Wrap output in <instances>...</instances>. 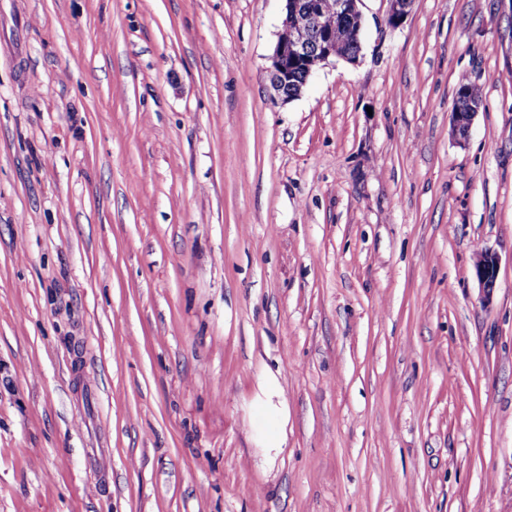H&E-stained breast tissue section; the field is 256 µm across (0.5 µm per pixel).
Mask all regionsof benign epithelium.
<instances>
[{"label":"benign epithelium","instance_id":"7a95c632","mask_svg":"<svg viewBox=\"0 0 512 512\" xmlns=\"http://www.w3.org/2000/svg\"><path fill=\"white\" fill-rule=\"evenodd\" d=\"M360 0H285V12L281 30L271 57L268 80L270 98L282 104L299 96L303 86L288 91L292 71L300 68L306 77L331 59L356 60L336 43V33L324 29V18L334 12L341 16L360 14ZM413 0H389L387 24L398 27L410 12ZM498 257L491 253L479 256L476 271L486 293L495 287L498 272Z\"/></svg>","mask_w":512,"mask_h":512}]
</instances>
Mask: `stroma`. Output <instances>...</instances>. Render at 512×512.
I'll return each instance as SVG.
<instances>
[{
	"mask_svg": "<svg viewBox=\"0 0 512 512\" xmlns=\"http://www.w3.org/2000/svg\"><path fill=\"white\" fill-rule=\"evenodd\" d=\"M284 7L0 0V512H512V0ZM285 12L281 30L271 57L268 80L270 98L282 104L299 96L311 75L330 59L355 61L360 53L361 0H284ZM330 12L341 16L330 21L336 32L324 29V18ZM336 40L342 44L336 43ZM359 49V51H358ZM358 51V52H357ZM355 54L350 56L349 54ZM296 70L292 76V71ZM306 79L304 80V71ZM292 76V78H291ZM296 87L288 95V82ZM481 99V90L478 86L467 82H460L456 104V112L453 114L454 130L460 135V129L465 124H471L476 112H469L468 117H463L460 112H468L473 107H478ZM461 136V135H460ZM498 257L491 253H482L476 264V271L482 282L483 289L489 296L495 287L498 272ZM257 402L274 430V434L264 437L259 442L260 448H268V451L282 448L288 422V406L283 399L278 378L272 371H268L259 380Z\"/></svg>",
	"mask_w": 512,
	"mask_h": 512,
	"instance_id": "35a3bbf8",
	"label": "stroma"
}]
</instances>
